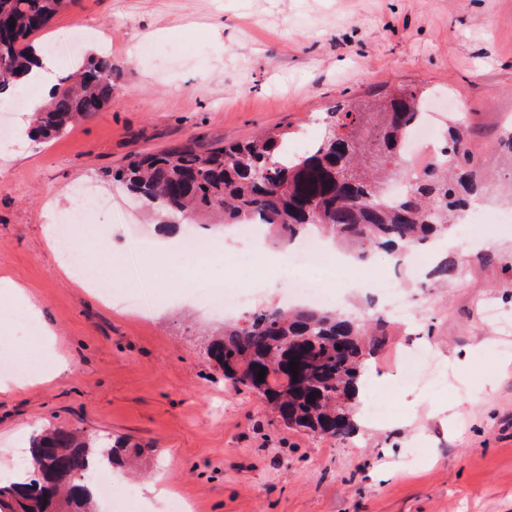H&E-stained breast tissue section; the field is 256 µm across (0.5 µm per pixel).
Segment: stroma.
Here are the masks:
<instances>
[{"label":"stroma","instance_id":"1","mask_svg":"<svg viewBox=\"0 0 512 512\" xmlns=\"http://www.w3.org/2000/svg\"><path fill=\"white\" fill-rule=\"evenodd\" d=\"M62 73L106 51L125 71L104 112L48 143L0 144V349L41 370L40 339L13 315L34 304L68 364L61 377L0 393V471L44 426L121 436L144 450L119 471L127 512H166L155 487L198 512H512V224L452 226L457 278L434 287L381 252L420 316L385 329L347 439L281 425L205 352L224 318L144 260L161 229L111 174L136 152L285 129L295 149L337 101L398 89L463 103L461 129L487 211L512 207V0H79L35 37ZM93 186L110 200L82 225L98 275L135 290L127 311L73 284L46 230ZM434 352L442 373L405 381L404 353ZM476 360L457 381V360Z\"/></svg>","mask_w":512,"mask_h":512}]
</instances>
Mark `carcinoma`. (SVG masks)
<instances>
[{"label":"carcinoma","mask_w":512,"mask_h":512,"mask_svg":"<svg viewBox=\"0 0 512 512\" xmlns=\"http://www.w3.org/2000/svg\"><path fill=\"white\" fill-rule=\"evenodd\" d=\"M77 2L0 0V94L21 86L38 50L33 36ZM121 76L111 54L90 55L34 113L37 138H57L103 111ZM424 102L418 91L402 90L339 103L327 113L318 141L300 155L288 154V132L270 130L205 150L187 142L134 153L112 180L139 196L163 227L200 226L213 215L226 224L258 219L282 247L312 230L359 261L379 250L432 245L471 205L475 177L465 169L469 158L455 129L429 167L406 164L408 135ZM457 269V261L446 258L433 275L446 284ZM380 344L369 319L355 313L261 307L224 322L206 353L224 378L259 394L286 427L347 438L358 428L356 388L366 352ZM139 455L140 448L120 440L45 429L32 438L21 464L33 477L0 482V512H96L93 468L116 460L125 466Z\"/></svg>","instance_id":"cac0c4a2"}]
</instances>
